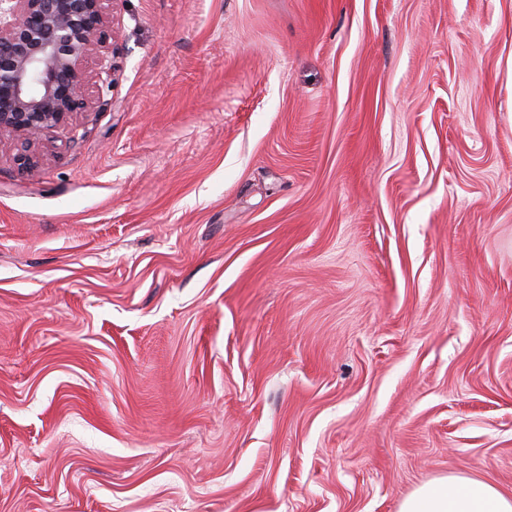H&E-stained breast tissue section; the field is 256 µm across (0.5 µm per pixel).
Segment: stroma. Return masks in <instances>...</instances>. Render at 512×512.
<instances>
[{
  "instance_id": "1",
  "label": "stroma",
  "mask_w": 512,
  "mask_h": 512,
  "mask_svg": "<svg viewBox=\"0 0 512 512\" xmlns=\"http://www.w3.org/2000/svg\"><path fill=\"white\" fill-rule=\"evenodd\" d=\"M112 106L0 142V512L512 495V0H115Z\"/></svg>"
}]
</instances>
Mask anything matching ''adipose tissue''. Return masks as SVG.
<instances>
[{
    "label": "adipose tissue",
    "instance_id": "obj_1",
    "mask_svg": "<svg viewBox=\"0 0 512 512\" xmlns=\"http://www.w3.org/2000/svg\"><path fill=\"white\" fill-rule=\"evenodd\" d=\"M399 512H512V495L484 481L449 475L417 488Z\"/></svg>",
    "mask_w": 512,
    "mask_h": 512
}]
</instances>
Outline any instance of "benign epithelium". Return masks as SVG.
Wrapping results in <instances>:
<instances>
[{
  "label": "benign epithelium",
  "mask_w": 512,
  "mask_h": 512,
  "mask_svg": "<svg viewBox=\"0 0 512 512\" xmlns=\"http://www.w3.org/2000/svg\"><path fill=\"white\" fill-rule=\"evenodd\" d=\"M111 0H0V140L38 166L36 135L104 112L117 72Z\"/></svg>",
  "instance_id": "7a95c632"
}]
</instances>
